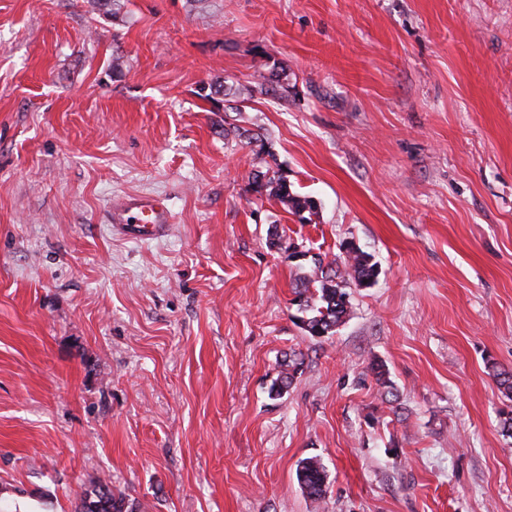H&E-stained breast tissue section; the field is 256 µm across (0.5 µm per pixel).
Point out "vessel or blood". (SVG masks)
I'll return each instance as SVG.
<instances>
[{
    "instance_id": "1",
    "label": "vessel or blood",
    "mask_w": 512,
    "mask_h": 512,
    "mask_svg": "<svg viewBox=\"0 0 512 512\" xmlns=\"http://www.w3.org/2000/svg\"><path fill=\"white\" fill-rule=\"evenodd\" d=\"M109 222L133 241L157 240L167 235L173 218L154 195H131L111 202Z\"/></svg>"
}]
</instances>
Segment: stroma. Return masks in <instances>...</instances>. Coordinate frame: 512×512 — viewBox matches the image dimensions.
Returning <instances> with one entry per match:
<instances>
[{
  "label": "stroma",
  "mask_w": 512,
  "mask_h": 512,
  "mask_svg": "<svg viewBox=\"0 0 512 512\" xmlns=\"http://www.w3.org/2000/svg\"><path fill=\"white\" fill-rule=\"evenodd\" d=\"M262 147L314 223L250 191ZM135 194L167 237L113 231ZM345 239L378 279L306 336L296 273ZM491 362L512 369V0H0V512H76L97 477L135 512H512ZM109 224L132 241L157 240L168 234L173 218L165 203L154 195H131L114 200ZM301 352L292 351L281 360L279 376L272 382L269 388L271 397H281L288 391L302 365ZM297 481L307 498L322 500L326 493V471L316 457L301 460L296 471Z\"/></svg>",
  "instance_id": "35a3bbf8"
}]
</instances>
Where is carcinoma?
Segmentation results:
<instances>
[{"label":"carcinoma","instance_id":"carcinoma-1","mask_svg":"<svg viewBox=\"0 0 512 512\" xmlns=\"http://www.w3.org/2000/svg\"><path fill=\"white\" fill-rule=\"evenodd\" d=\"M264 161L265 170L251 173L250 190L260 196L276 200L288 213L308 223L318 214V205L310 197L301 196L291 189L282 170L272 165L276 161L272 153ZM379 275L378 263L371 254L356 247L341 251L336 260L325 265L314 262L311 273L295 278V301L301 316L298 326L305 335L321 338L332 335L345 322L350 313L349 289L358 288L364 282H374ZM302 365L301 353L293 351L280 363L279 376L272 382L269 395L280 397L288 391ZM489 373L496 379L501 393L512 400V372L489 366ZM297 481L307 498L319 501L326 493V471L315 457L301 460L296 471ZM78 512H133L128 508L126 496L112 490L107 480H94L84 491Z\"/></svg>","mask_w":512,"mask_h":512}]
</instances>
